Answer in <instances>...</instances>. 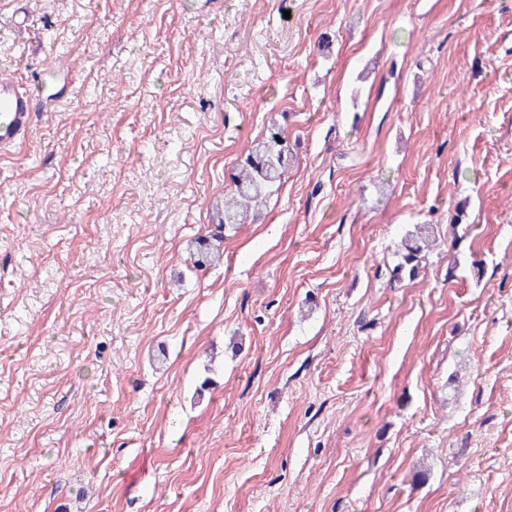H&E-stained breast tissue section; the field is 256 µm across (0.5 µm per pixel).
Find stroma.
Masks as SVG:
<instances>
[{
    "label": "stroma",
    "mask_w": 512,
    "mask_h": 512,
    "mask_svg": "<svg viewBox=\"0 0 512 512\" xmlns=\"http://www.w3.org/2000/svg\"><path fill=\"white\" fill-rule=\"evenodd\" d=\"M1 76L0 512H512V0H0ZM31 95L13 80L0 79V155H9L28 138ZM293 160L288 137L272 121L266 134L252 143L232 173L231 193L213 206L210 229L190 242V261L194 268L199 270L221 260L225 229L245 224L259 210L267 194L284 181ZM437 246L434 229L430 224L416 225L415 230L407 233L396 249L397 262L388 267L390 280L414 281L422 269L423 260Z\"/></svg>",
    "instance_id": "1"
}]
</instances>
